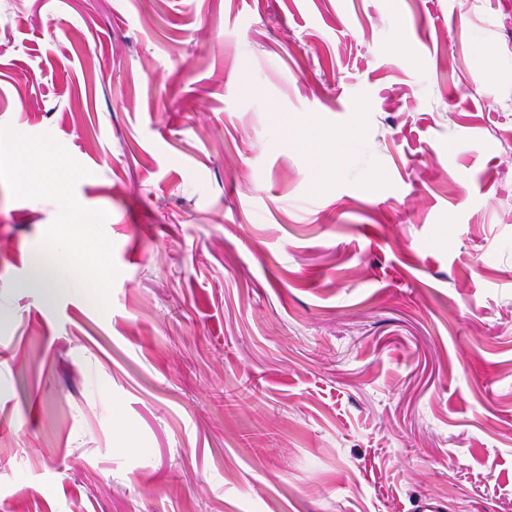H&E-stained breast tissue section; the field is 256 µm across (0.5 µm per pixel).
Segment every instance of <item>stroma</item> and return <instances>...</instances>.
<instances>
[{
	"label": "stroma",
	"mask_w": 512,
	"mask_h": 512,
	"mask_svg": "<svg viewBox=\"0 0 512 512\" xmlns=\"http://www.w3.org/2000/svg\"><path fill=\"white\" fill-rule=\"evenodd\" d=\"M3 126L118 275L0 183V512H512V0H0ZM355 134H331L322 130L309 132L304 144L319 170L336 173L349 165L354 156Z\"/></svg>",
	"instance_id": "obj_1"
}]
</instances>
